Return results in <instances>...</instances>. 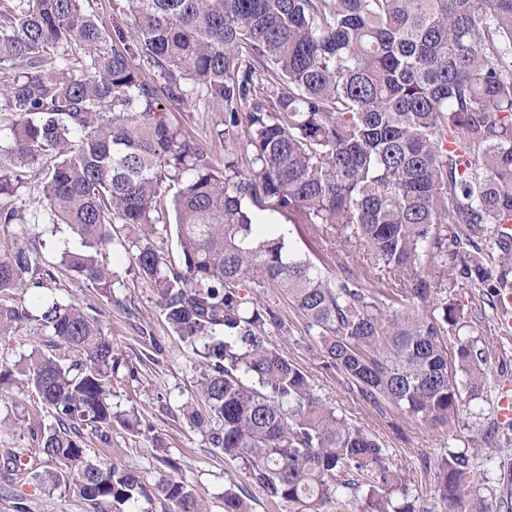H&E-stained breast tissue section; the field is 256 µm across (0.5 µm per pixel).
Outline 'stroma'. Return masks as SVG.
I'll return each mask as SVG.
<instances>
[{
    "label": "stroma",
    "instance_id": "stroma-1",
    "mask_svg": "<svg viewBox=\"0 0 512 512\" xmlns=\"http://www.w3.org/2000/svg\"><path fill=\"white\" fill-rule=\"evenodd\" d=\"M161 105L182 134L210 143L216 160H223L224 146L213 137L218 119L215 110L166 98ZM276 220L287 225L292 246L315 263L333 271L355 262L358 250L354 245L324 240L311 225L300 223L296 214H280ZM67 237L68 231L62 226L56 234L47 233L32 242L39 265L48 274L46 294L78 303L111 339L121 363L112 380L109 401L113 411H135L140 421L136 431L113 423L104 440L89 427H82L89 457L99 464L114 463L141 472L150 479L162 467L157 450L165 448L169 457L181 462L185 481L205 495L210 512H224V489L230 481L241 479L243 469L209 444L205 434L190 427L180 413L195 390V354L173 333L156 304L152 286L131 269L129 256L122 248L108 250L105 255L116 274L112 294L107 297L89 282L61 269L57 250ZM260 298L287 327L286 332H272V347L302 368L325 402L361 426L386 448L394 463L417 477L421 504L434 500V477L423 472L422 458L467 448L473 455L470 475L476 496L487 504H496L503 492L498 482L501 469L512 463V445H507L503 437L512 426L498 417L503 391H512V324L494 316L479 290L456 289L455 298L464 307L466 324L450 331L448 348L456 350L462 337L486 341L489 384L480 398H463L455 421L442 426L391 406L379 412L363 403L348 391L340 377L324 369L315 338L308 336L302 317L280 290L263 289ZM155 342L162 345L163 353L150 362L145 355ZM52 344V337L38 321L19 324L12 333L0 335V364H17L35 349L53 354ZM25 418L34 423L52 421L31 387L16 384L0 391V465L6 460V449L12 448L36 461L39 469H47V458L37 440L19 428ZM486 432L491 433V440L472 446L471 437ZM0 512H89V508L73 491L43 492L28 474L12 486L0 488Z\"/></svg>",
    "mask_w": 512,
    "mask_h": 512
}]
</instances>
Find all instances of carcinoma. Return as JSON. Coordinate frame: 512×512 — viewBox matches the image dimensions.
<instances>
[{"instance_id": "carcinoma-1", "label": "carcinoma", "mask_w": 512, "mask_h": 512, "mask_svg": "<svg viewBox=\"0 0 512 512\" xmlns=\"http://www.w3.org/2000/svg\"><path fill=\"white\" fill-rule=\"evenodd\" d=\"M135 39L107 34L90 0H0V224H64L60 264L112 297L109 247L129 254L180 341L199 356L196 399L182 416L241 462L246 485L224 512H253L247 487L281 512H433L411 476L336 412L309 377L270 347L285 323L259 305L278 288L319 343L322 366L381 411L388 404L446 425L464 388L487 387L485 348L460 342L457 288H512V0H125ZM220 112L212 147L181 134L159 94ZM247 154L245 171L239 155ZM17 165L41 166V196L17 204ZM180 261L151 242L165 204ZM334 229L362 249V268L332 273L290 244L275 215ZM498 265L493 276L489 261ZM376 273L383 288L362 279ZM44 288L36 253L0 249V292ZM43 329L80 354L33 351L17 368L53 422L24 426L55 469L51 493L73 490L92 512H207L175 477L88 459L77 425L112 428L119 363L112 341L74 303L37 297ZM0 303V335L29 319ZM463 380L457 381V373ZM441 512L474 498L470 456L424 461Z\"/></svg>"}]
</instances>
